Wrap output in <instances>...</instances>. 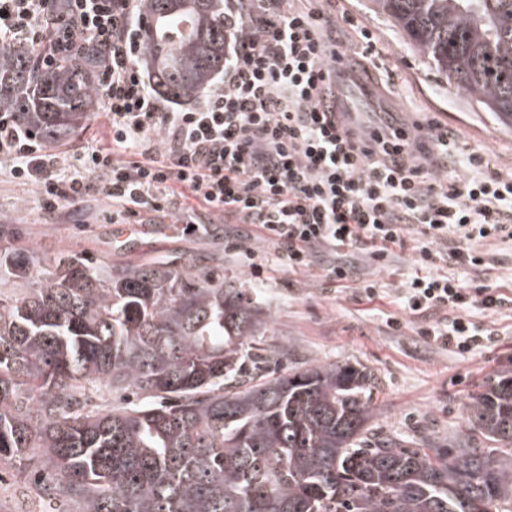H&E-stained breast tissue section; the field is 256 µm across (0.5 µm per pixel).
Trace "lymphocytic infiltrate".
<instances>
[{
  "instance_id": "obj_1",
  "label": "lymphocytic infiltrate",
  "mask_w": 512,
  "mask_h": 512,
  "mask_svg": "<svg viewBox=\"0 0 512 512\" xmlns=\"http://www.w3.org/2000/svg\"><path fill=\"white\" fill-rule=\"evenodd\" d=\"M141 0H0V50L28 43L43 59L96 55L111 147L83 156L85 177L57 180L46 152L10 113H0V157L32 184L41 205L76 203L102 176L118 209L196 223L195 205L252 232L236 250L256 277L267 266L317 270L324 287L356 300L392 296L419 333L465 352L487 328L473 311L512 304L483 274L490 247L512 244V171L457 132L388 122L344 127L323 109L342 84L336 19L293 0H225L224 83L174 111L152 96L136 58L132 23ZM408 253L416 268L391 293L365 274Z\"/></svg>"
}]
</instances>
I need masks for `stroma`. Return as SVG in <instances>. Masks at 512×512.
<instances>
[{
  "label": "stroma",
  "instance_id": "1",
  "mask_svg": "<svg viewBox=\"0 0 512 512\" xmlns=\"http://www.w3.org/2000/svg\"><path fill=\"white\" fill-rule=\"evenodd\" d=\"M321 8L341 23L336 37L355 57L360 81L352 105L364 124L379 113L399 112L401 120L428 125L438 122L456 131L461 140L487 149L497 168L512 169V127L459 90L409 43L386 16L373 12L368 0H320ZM377 43L375 54L363 50L364 33ZM108 140L103 112L70 140L50 146L59 158V179L84 177L78 161L87 149ZM15 162L0 158V224H12L22 245L56 255L70 250L93 258L108 255L131 260L162 258L188 248L223 259L228 276L247 277L246 261L229 245L247 233L243 224H224L200 213L196 230L171 219L148 225L146 231L118 237L112 222V200L91 191L82 202L44 209L32 186L13 176ZM255 293L270 317L267 343L288 349L287 365L304 369L334 361L360 362L371 368L380 386L379 428L403 438L432 436L448 439L460 430L467 393L489 370L512 366V313L475 314L476 322L494 330L492 341L461 352L420 336L418 325L405 321L389 329L380 313L363 311L350 293L322 288L314 272L288 273L268 269ZM0 512H68L24 489L11 469L0 467Z\"/></svg>",
  "mask_w": 512,
  "mask_h": 512
}]
</instances>
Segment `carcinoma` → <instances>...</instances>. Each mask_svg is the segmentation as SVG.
<instances>
[{
  "label": "carcinoma",
  "mask_w": 512,
  "mask_h": 512,
  "mask_svg": "<svg viewBox=\"0 0 512 512\" xmlns=\"http://www.w3.org/2000/svg\"><path fill=\"white\" fill-rule=\"evenodd\" d=\"M440 72L512 124V0H372ZM139 62L184 102L224 74V0H144ZM100 103L97 61L0 51V112L42 143ZM263 303L194 252L46 257L0 224V465L79 512H504L512 368L490 371L449 441L372 424L365 365L278 372ZM124 402L112 404V394Z\"/></svg>",
  "instance_id": "carcinoma-1"
}]
</instances>
